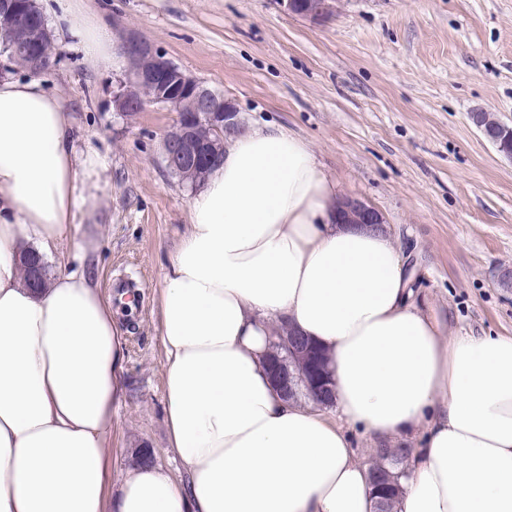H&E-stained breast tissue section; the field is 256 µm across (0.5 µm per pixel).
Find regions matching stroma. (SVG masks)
Returning <instances> with one entry per match:
<instances>
[{"label": "stroma", "instance_id": "1", "mask_svg": "<svg viewBox=\"0 0 512 512\" xmlns=\"http://www.w3.org/2000/svg\"><path fill=\"white\" fill-rule=\"evenodd\" d=\"M321 23L276 0H76L111 32L128 28L231 98L247 126L274 123L305 141L342 194L384 216L414 270L412 301L447 335L512 336V161L470 119L512 125V0H333ZM42 75L72 112L78 150L105 169L78 181L92 194L56 255L94 273L101 291L134 288L125 329V395L115 412L110 490L142 453L174 479L164 420L160 290L193 187L163 162L175 112L113 109L120 69L57 37Z\"/></svg>", "mask_w": 512, "mask_h": 512}]
</instances>
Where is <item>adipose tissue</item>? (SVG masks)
<instances>
[{
	"instance_id": "ef3b65f1",
	"label": "adipose tissue",
	"mask_w": 512,
	"mask_h": 512,
	"mask_svg": "<svg viewBox=\"0 0 512 512\" xmlns=\"http://www.w3.org/2000/svg\"><path fill=\"white\" fill-rule=\"evenodd\" d=\"M56 27L99 63L111 33L74 0ZM63 96L0 78V512H374L350 430L416 434L396 512H512V336H446L411 301L389 231L336 221V182L276 126L229 141L190 203L159 299L166 428L184 480L147 461L108 493L123 330L111 297L43 258L87 203ZM327 355L343 419L284 400L266 372L275 322Z\"/></svg>"
}]
</instances>
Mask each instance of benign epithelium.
I'll return each instance as SVG.
<instances>
[{"label":"benign epithelium","instance_id":"benign-epithelium-1","mask_svg":"<svg viewBox=\"0 0 512 512\" xmlns=\"http://www.w3.org/2000/svg\"><path fill=\"white\" fill-rule=\"evenodd\" d=\"M278 3L287 13L312 22H322L333 12L330 0H278ZM0 32L8 34L21 50L24 69L40 73L47 68L44 43L50 40L51 32L15 0H0ZM120 50L128 59L144 61L146 65L136 67L117 80L112 96L115 111L125 116L132 109L142 111L152 103L179 113L176 124L163 138L167 169L202 168L213 158L217 147L246 131V122L232 100L218 97L137 32L129 30L123 35ZM471 119L481 133L491 131L490 142L500 154L512 160V127L483 111L472 113ZM337 209L340 224L371 231L385 227L382 213L360 198L344 196ZM287 346L290 356L307 360L304 380L308 390L329 397L331 384L327 370L314 357L310 345L302 337L292 336ZM268 368L278 391L285 398H291L294 384L288 365L279 358H271Z\"/></svg>","mask_w":512,"mask_h":512}]
</instances>
